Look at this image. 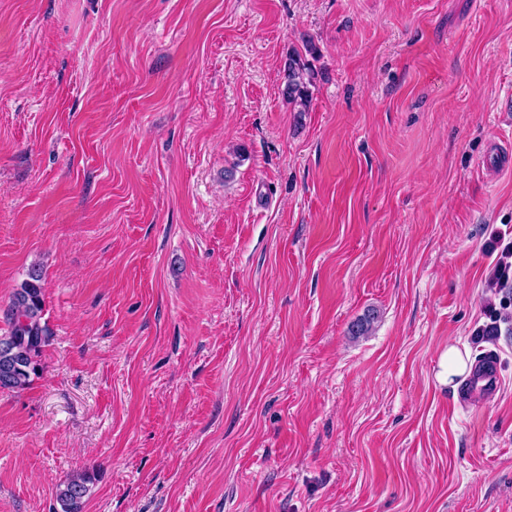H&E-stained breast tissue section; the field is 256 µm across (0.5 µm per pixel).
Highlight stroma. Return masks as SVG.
Wrapping results in <instances>:
<instances>
[{"label":"stroma","instance_id":"stroma-1","mask_svg":"<svg viewBox=\"0 0 512 512\" xmlns=\"http://www.w3.org/2000/svg\"><path fill=\"white\" fill-rule=\"evenodd\" d=\"M503 145L512 0H0V512H512ZM315 73L311 65L298 52L288 54L283 67L282 95L297 112L308 111L309 85ZM43 294L42 272L33 268L28 277L10 297L4 320L7 331L1 332L0 343H10L12 350L7 355L0 352V369L5 365L8 381L2 384L8 391L22 390L37 375L42 347L50 336L48 326L42 323ZM442 367L441 375L444 380L448 382V386L456 389L460 384L461 380L458 378H464L471 370V362L468 351H462L455 344H449L448 350L444 354L440 363ZM92 478L88 472L77 473L59 485L56 498L62 512H82L84 498Z\"/></svg>","mask_w":512,"mask_h":512}]
</instances>
